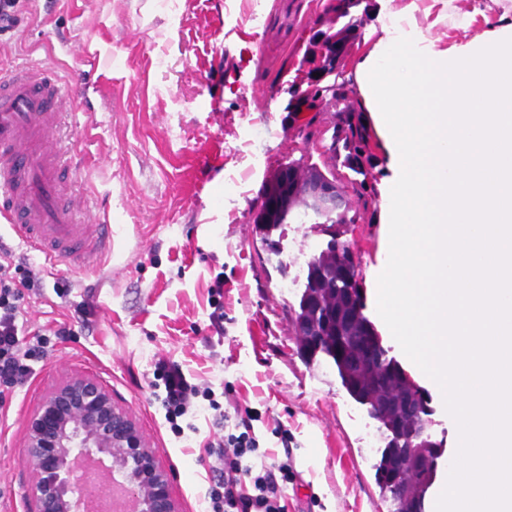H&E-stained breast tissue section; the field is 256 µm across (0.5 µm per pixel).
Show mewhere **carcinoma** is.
Masks as SVG:
<instances>
[{
  "mask_svg": "<svg viewBox=\"0 0 512 512\" xmlns=\"http://www.w3.org/2000/svg\"><path fill=\"white\" fill-rule=\"evenodd\" d=\"M336 129L340 131L336 144L345 151V162L349 168L363 175V180L353 183V186L363 206L367 207L375 203L374 189L366 180L373 166L367 128L360 114L343 112ZM300 208H305L303 200L290 193L281 197L274 208L263 213L257 226L269 249H274L273 240L270 239L272 231L283 224L287 215ZM349 223L351 220L345 214L334 222L318 223L331 235V239L327 247L307 263L305 288L298 310L293 315L295 333L312 337V340L301 344L304 353L309 357L321 353L332 359L342 386L357 402L368 406L369 416L387 432L388 441L376 465V480L381 490L389 493L395 502L394 512H412L416 507L417 489L408 487L398 490L393 483L399 458V454L394 451V442L401 437L402 445L410 444L405 439L407 420L401 411L400 393L394 385L399 364L386 357L382 346H376V368L381 376L372 389L361 392L360 373L344 360V351L350 346V337L363 331L366 322L360 305V292L341 277L343 261L350 252V243L340 239V236L346 233L345 226Z\"/></svg>",
  "mask_w": 512,
  "mask_h": 512,
  "instance_id": "cac0c4a2",
  "label": "carcinoma"
}]
</instances>
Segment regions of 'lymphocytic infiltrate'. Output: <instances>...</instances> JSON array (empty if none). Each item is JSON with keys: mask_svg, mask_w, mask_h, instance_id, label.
I'll return each instance as SVG.
<instances>
[{"mask_svg": "<svg viewBox=\"0 0 512 512\" xmlns=\"http://www.w3.org/2000/svg\"><path fill=\"white\" fill-rule=\"evenodd\" d=\"M26 258L0 251V382L24 385L33 374L30 360L43 352V334L30 332L20 301L24 290L39 287ZM165 417L177 424L198 399H210V387L190 383L179 367L163 368ZM224 433L216 443L219 480L208 491L209 512H288L286 490L296 477L290 455L272 456L255 433L259 414L234 406L224 412Z\"/></svg>", "mask_w": 512, "mask_h": 512, "instance_id": "1", "label": "lymphocytic infiltrate"}]
</instances>
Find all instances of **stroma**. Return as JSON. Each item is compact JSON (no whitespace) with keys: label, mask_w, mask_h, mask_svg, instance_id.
<instances>
[{"label":"stroma","mask_w":512,"mask_h":512,"mask_svg":"<svg viewBox=\"0 0 512 512\" xmlns=\"http://www.w3.org/2000/svg\"><path fill=\"white\" fill-rule=\"evenodd\" d=\"M257 2L261 16L246 10ZM409 0H18L0 27V74L19 66L53 71L74 137L72 177L89 223L110 214L117 231L100 270L41 273L22 307L48 329L44 356L22 386L0 384V512H35L27 419L70 379L97 380L138 426L169 475L179 512H206L217 481L210 443L224 432L216 410L165 418L159 362L203 380L217 402L249 406L263 447L281 453L276 424L293 436L298 472L288 512H390L375 483L378 429L342 387L326 356L303 360L290 320L306 283L308 256L327 236L287 218L262 247L256 221L288 164L316 166L350 182L355 172L328 147L333 110L295 111V92L313 80L319 32L351 31L346 81L382 36L383 19ZM416 20L437 46L471 38L512 0H416ZM474 13L469 26L457 16ZM377 202L353 204L346 238L370 288L380 256L381 200L392 172L371 137ZM224 278V332L209 325L210 291ZM294 288H287V281Z\"/></svg>","instance_id":"1"}]
</instances>
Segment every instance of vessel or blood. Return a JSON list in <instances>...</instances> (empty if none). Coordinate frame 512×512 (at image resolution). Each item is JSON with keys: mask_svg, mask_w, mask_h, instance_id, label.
<instances>
[{"mask_svg": "<svg viewBox=\"0 0 512 512\" xmlns=\"http://www.w3.org/2000/svg\"><path fill=\"white\" fill-rule=\"evenodd\" d=\"M63 110L51 71L21 66L0 78V216L51 271L95 264L113 233L84 219L86 202L60 146Z\"/></svg>", "mask_w": 512, "mask_h": 512, "instance_id": "obj_1", "label": "vessel or blood"}]
</instances>
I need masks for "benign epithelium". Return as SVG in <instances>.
<instances>
[{
	"instance_id": "benign-epithelium-1",
	"label": "benign epithelium",
	"mask_w": 512,
	"mask_h": 512,
	"mask_svg": "<svg viewBox=\"0 0 512 512\" xmlns=\"http://www.w3.org/2000/svg\"><path fill=\"white\" fill-rule=\"evenodd\" d=\"M316 70L322 75L343 71V55L334 37L320 35ZM309 107L336 104V84L315 81L300 93ZM292 191L321 215H337L347 201L327 181H288L281 178L265 205L277 203L280 193ZM378 339L364 334L352 338L351 349L373 357ZM410 440L430 438L428 424L414 404V395L404 401ZM27 448L33 467L37 512H89L92 500L84 495V472H106L107 480L119 483L131 498L132 512H178L169 493V476L156 463L133 419L112 401L99 382L76 377L52 391L26 423ZM403 475L414 477L436 464L405 453Z\"/></svg>"
}]
</instances>
